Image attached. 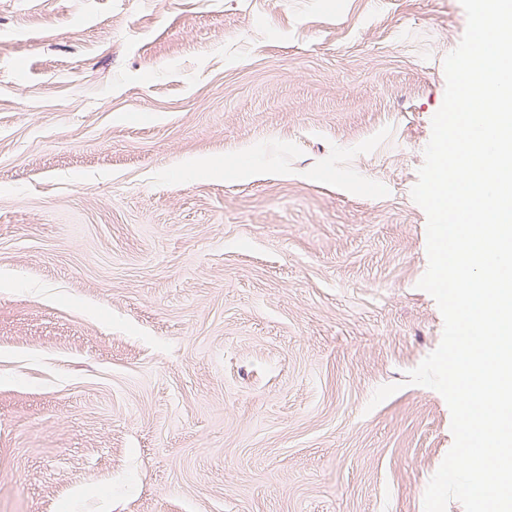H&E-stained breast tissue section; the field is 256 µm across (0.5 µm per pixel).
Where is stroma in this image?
<instances>
[{"mask_svg": "<svg viewBox=\"0 0 512 512\" xmlns=\"http://www.w3.org/2000/svg\"><path fill=\"white\" fill-rule=\"evenodd\" d=\"M466 23L0 0V512H424L453 435L406 382L443 331L411 189Z\"/></svg>", "mask_w": 512, "mask_h": 512, "instance_id": "35a3bbf8", "label": "stroma"}]
</instances>
